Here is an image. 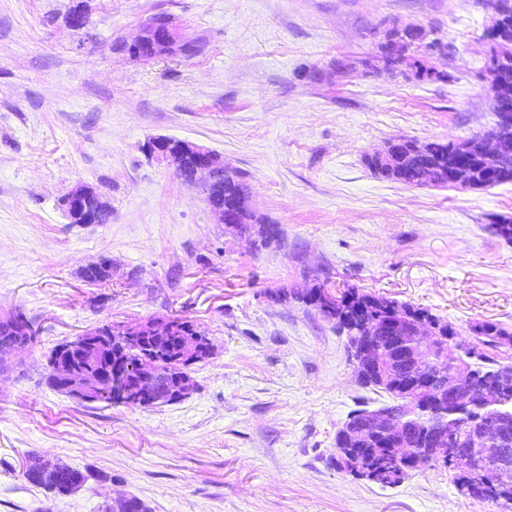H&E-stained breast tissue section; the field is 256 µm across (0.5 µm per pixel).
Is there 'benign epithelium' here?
<instances>
[{"instance_id":"7a95c632","label":"benign epithelium","mask_w":512,"mask_h":512,"mask_svg":"<svg viewBox=\"0 0 512 512\" xmlns=\"http://www.w3.org/2000/svg\"><path fill=\"white\" fill-rule=\"evenodd\" d=\"M142 43L151 46V52L139 55L145 60L167 55H184L192 44L180 40L174 21L159 24L146 21L139 36L130 43L135 48ZM461 152L482 155L489 160L512 156V111L498 115L496 127L478 135L461 148ZM149 157L166 164L175 175L183 177L184 169L191 167L185 183L208 188L211 169L221 156L205 147L190 142L159 137L147 145ZM97 196L90 186L77 185L65 194L67 213L77 217L83 204ZM188 325L179 319H157L121 325L123 336H175L182 350L194 348V340L187 336ZM441 340L435 325L414 317H404L387 323L363 320L357 335L348 337V354L357 372L377 374L400 387L393 406L387 411H375L359 420L351 436L359 440L385 438L398 448L395 459L399 470L407 473L420 463L451 462L471 476L468 493L472 494L493 480L503 482V476L512 475V448H483L480 444L458 447L461 440L455 427L448 425L441 414L448 405L466 406L483 399L492 404L504 398L512 388V370L505 368L498 374L494 386H477L473 373L465 371L450 376L438 364L428 362L426 353ZM159 374L158 362L146 358L138 373L130 378L117 368L109 373L112 394L121 402L144 406L160 402L145 387ZM60 389L80 403L98 402V384L94 377L78 369L67 373ZM428 411L433 417L427 425V447H415V425L410 415Z\"/></svg>"}]
</instances>
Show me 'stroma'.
Here are the masks:
<instances>
[{"label": "stroma", "instance_id": "obj_1", "mask_svg": "<svg viewBox=\"0 0 512 512\" xmlns=\"http://www.w3.org/2000/svg\"><path fill=\"white\" fill-rule=\"evenodd\" d=\"M85 28L66 24L74 9ZM168 14L197 54L125 50ZM492 0H0V315L32 343L0 364V512H498L428 463L384 487L336 465L335 437L363 388L337 333L294 291L327 280L428 309L462 335L512 330V183L405 185L367 156L398 139L460 142L489 130ZM420 35L435 68L388 69L389 31ZM440 41L446 56L429 54ZM218 153L279 228L260 246L225 232L201 188L145 144ZM112 205L72 224L76 184ZM112 278L86 282L101 261ZM190 320L212 355L195 390L159 406L81 404L49 387L58 344L112 323ZM93 477L67 496L24 476L28 456Z\"/></svg>", "mask_w": 512, "mask_h": 512}]
</instances>
